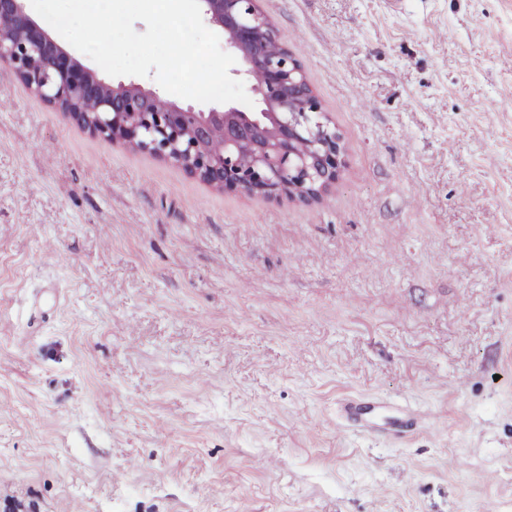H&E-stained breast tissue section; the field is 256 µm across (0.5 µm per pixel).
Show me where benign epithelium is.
<instances>
[{"instance_id": "7a95c632", "label": "benign epithelium", "mask_w": 512, "mask_h": 512, "mask_svg": "<svg viewBox=\"0 0 512 512\" xmlns=\"http://www.w3.org/2000/svg\"><path fill=\"white\" fill-rule=\"evenodd\" d=\"M24 2L0 0V67L91 132L224 191L309 202L338 179L340 137L258 0H200L241 65L233 75L251 83L257 112L231 104L202 112L134 83L109 85L33 20ZM87 102L93 111H84Z\"/></svg>"}]
</instances>
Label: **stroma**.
Instances as JSON below:
<instances>
[{"label":"stroma","mask_w":512,"mask_h":512,"mask_svg":"<svg viewBox=\"0 0 512 512\" xmlns=\"http://www.w3.org/2000/svg\"><path fill=\"white\" fill-rule=\"evenodd\" d=\"M260 5L342 139L310 203L0 68V512H512V0Z\"/></svg>","instance_id":"35a3bbf8"}]
</instances>
